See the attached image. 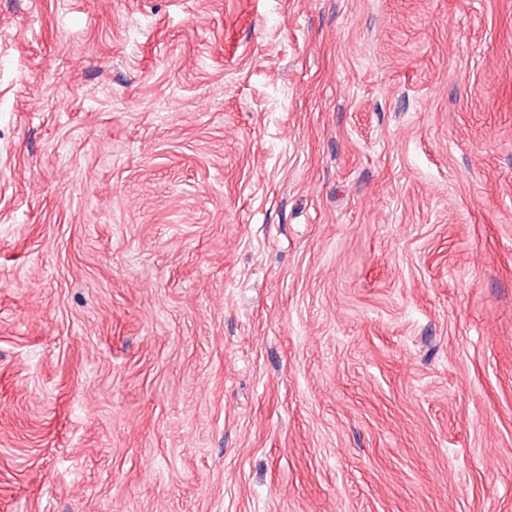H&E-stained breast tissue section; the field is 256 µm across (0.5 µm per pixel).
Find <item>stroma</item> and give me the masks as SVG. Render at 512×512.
<instances>
[{
    "label": "stroma",
    "mask_w": 512,
    "mask_h": 512,
    "mask_svg": "<svg viewBox=\"0 0 512 512\" xmlns=\"http://www.w3.org/2000/svg\"><path fill=\"white\" fill-rule=\"evenodd\" d=\"M0 512H512V0H0Z\"/></svg>",
    "instance_id": "obj_1"
}]
</instances>
